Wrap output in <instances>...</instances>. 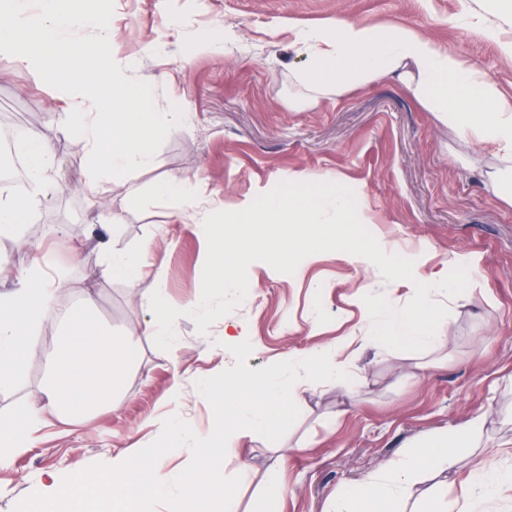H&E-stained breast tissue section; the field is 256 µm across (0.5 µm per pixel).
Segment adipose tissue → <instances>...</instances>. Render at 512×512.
<instances>
[{
	"instance_id": "1",
	"label": "adipose tissue",
	"mask_w": 512,
	"mask_h": 512,
	"mask_svg": "<svg viewBox=\"0 0 512 512\" xmlns=\"http://www.w3.org/2000/svg\"><path fill=\"white\" fill-rule=\"evenodd\" d=\"M296 36L310 51V66L300 75L310 92L340 94L378 77H393L432 111L444 113L463 138L494 144L503 159L512 158V102L500 99L496 89L454 53L440 51L407 29L386 30L347 21L301 28ZM15 149L28 161L31 182L42 185L54 163L51 134L29 133L16 141ZM147 264L146 252L104 246L95 280L80 288L82 313L68 309L61 313L62 332L48 359L41 403L25 409L21 419L0 420V463L31 448L33 429L48 418L88 421L102 408L116 404L136 355L91 321L88 312L95 305L98 282L137 277ZM66 285L41 256L13 288L0 291V392L12 389L24 366L37 356L40 326ZM484 425L485 417L478 413L452 431L404 445L358 488L336 489L330 512H362L367 505L373 512H396L422 473L441 475L451 470L457 462L456 442L479 434ZM511 483V470H473L461 501L451 504L441 493H431L430 512H483L484 504Z\"/></svg>"
}]
</instances>
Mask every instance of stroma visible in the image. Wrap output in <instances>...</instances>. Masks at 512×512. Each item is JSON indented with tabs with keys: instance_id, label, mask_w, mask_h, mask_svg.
<instances>
[{
	"instance_id": "obj_1",
	"label": "stroma",
	"mask_w": 512,
	"mask_h": 512,
	"mask_svg": "<svg viewBox=\"0 0 512 512\" xmlns=\"http://www.w3.org/2000/svg\"><path fill=\"white\" fill-rule=\"evenodd\" d=\"M334 20L413 30L512 100V56L501 49L512 40V11L493 0H114L115 61H138L136 75L153 85L158 109L182 106L190 118L171 130L151 167L108 182L100 206L84 189L83 140L58 126L71 102L0 57V119L56 131L48 185L32 196L20 226L27 247L9 256L0 289L46 254L71 283L59 304L74 307L76 287L98 270L106 241L129 251L150 248L163 264L158 275L100 282L92 319L137 354L118 408L88 425L37 431L28 452L0 465V512H13L32 492L51 493L53 481L76 467L135 453L157 438V421L168 411L181 412L198 433L212 431L211 406L195 389L198 379L234 363L221 345L228 322L241 325L252 344L249 368L336 345L350 375L308 383L295 399L300 415L280 441L253 433L227 453L225 475L240 476L241 461L251 464L233 512H327L336 488L361 483L403 445L457 428L477 412L486 415L485 428L459 448L461 464L444 493L461 497L474 463L512 469V203L498 188L505 164L495 145L460 139L441 113L391 79L308 98L297 76L310 58L294 30ZM299 174L313 182L342 179L386 252L413 260L414 281L477 267L466 291L448 303L442 344L412 361L399 351L346 345L372 327L365 295H384L399 308L415 289L414 281H385L342 251L320 253L291 275L254 262L250 292L208 335L183 314L174 350L145 342L152 291L164 289L183 312L201 293L206 259L201 219L180 215L156 186L176 178L200 211H237ZM60 330L57 317L44 321L40 355L0 393V415L16 417L40 402L44 356ZM278 456L284 463L270 472L269 460ZM272 482L286 486L283 497L266 495Z\"/></svg>"
}]
</instances>
